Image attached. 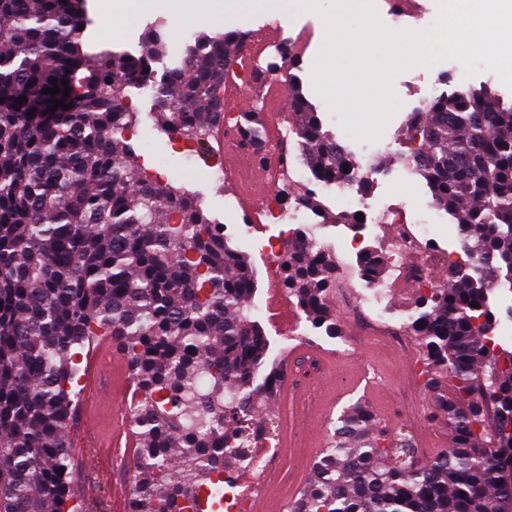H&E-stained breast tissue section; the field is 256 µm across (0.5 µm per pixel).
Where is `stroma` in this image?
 Instances as JSON below:
<instances>
[{
	"mask_svg": "<svg viewBox=\"0 0 512 512\" xmlns=\"http://www.w3.org/2000/svg\"><path fill=\"white\" fill-rule=\"evenodd\" d=\"M165 13L132 11L128 14L129 29L123 38L114 40L112 50L117 54L138 53L146 34L154 28H162L167 40L179 37L171 26L165 25ZM326 29L322 18L314 12H306L293 21L284 23L281 38L298 37L300 63L295 73L307 99L317 108L325 130L332 134L355 155H369L377 170L375 181L365 196L376 209L396 203L405 195L407 188L417 187V207L432 203V195L425 181L411 174L398 161L405 149L409 119L419 109L420 97L429 91L449 89L466 92L473 88L488 87L498 92L505 103H512V89L507 88L499 77L485 71L473 77H465L462 66L455 61H443L431 67L413 66L399 72L393 79V90L400 106L385 125L379 139L355 141L341 127L343 116L329 110L317 95L312 84L314 59L325 40ZM131 109L136 114L134 131L128 142L138 158L149 157L158 162L171 184L190 190L207 217L214 222L234 227L240 212L231 182L216 184L205 179L209 166L219 158L211 147L200 149L194 169H187L183 157L173 143L174 136L167 132L158 116L151 95L129 89ZM328 303L339 327L338 338L314 344L313 350L322 363L315 401H308V384H297L293 365L288 362L277 329L265 325L264 330L271 342L269 360L294 383L288 392L274 391L264 397L263 407L267 414L278 416L279 436L286 439L282 453L288 458H301V469L292 471V489L271 484L264 488L275 512H290V508L306 487L309 468L320 457L331 441L332 424L343 410L358 403L371 415L375 426L385 433L410 426L413 436L426 441L425 449L416 458L426 461L437 452L448 448L451 435L447 423L433 413L430 397L424 386H413L411 373L406 367L405 351L391 350L367 343L363 321L351 318L341 307L337 295H329ZM354 342L355 355H344L338 349L339 340ZM72 460L71 492L82 502L83 512H128L130 493L137 480L133 464L136 446L89 448L80 442V411L72 409L67 426Z\"/></svg>",
	"mask_w": 512,
	"mask_h": 512,
	"instance_id": "1",
	"label": "stroma"
}]
</instances>
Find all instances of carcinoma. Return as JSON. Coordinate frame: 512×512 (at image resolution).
<instances>
[{
	"mask_svg": "<svg viewBox=\"0 0 512 512\" xmlns=\"http://www.w3.org/2000/svg\"><path fill=\"white\" fill-rule=\"evenodd\" d=\"M83 24L87 0H0V512H70L68 385L75 349L94 336L117 338L143 391L129 512H200L205 486L245 461L254 401L282 373L265 369L267 336L242 314L255 290L247 256L193 198L149 180L112 129L132 122L127 89L149 82L167 130L202 141L237 36L197 34L159 75L148 65L168 55L160 31L140 55L93 58ZM55 79L69 81V96L42 93ZM288 87L300 163L324 181L348 179L352 152L323 130L295 79ZM53 98L71 108L49 113ZM416 140L402 159L479 262L448 265L444 285L418 293L409 323L452 448L407 465L357 404L291 512H512V352L487 335L490 286L512 282V105L484 88L442 93L410 125ZM335 275L312 244L289 248L288 293L332 333ZM202 365L237 400L185 427L182 398ZM228 433L241 445L233 457Z\"/></svg>",
	"mask_w": 512,
	"mask_h": 512,
	"instance_id": "carcinoma-1",
	"label": "carcinoma"
}]
</instances>
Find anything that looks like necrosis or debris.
I'll return each mask as SVG.
<instances>
[{
  "instance_id": "obj_1",
  "label": "necrosis or debris",
  "mask_w": 512,
  "mask_h": 512,
  "mask_svg": "<svg viewBox=\"0 0 512 512\" xmlns=\"http://www.w3.org/2000/svg\"><path fill=\"white\" fill-rule=\"evenodd\" d=\"M237 38L241 54L231 66L229 80L241 88L271 83L274 74L266 66L267 52H274L284 64L292 55L288 42L270 41L261 37L256 29L238 30ZM276 148L284 155L282 169L272 174L266 194L253 212L242 215L236 227L237 236L248 239L252 236L254 223L264 225L268 237L266 243L261 245L260 253L270 286L277 288L284 284L288 244L300 236L314 241L319 251L332 258L336 265H346L352 269L357 285L345 293L351 312L358 318L368 320L373 327L385 329V341L390 347L411 349V341L401 335L400 328L411 322L414 312L408 306L400 317H393L389 311L393 286L409 282L415 288L428 290L437 285L431 274L432 268L444 267L451 262L471 265L475 262L474 257L469 256L463 246L447 248L437 241L434 227L442 223L444 216L437 205L418 210L405 201L391 214L375 213L371 205L358 196L359 182L369 173V165L364 157H355L350 179L326 182L309 170L295 167L294 157L300 144L290 132H283ZM300 182L306 183L309 190L324 201H341L357 206L364 216L359 230L348 234L316 221L313 211L293 192L294 185ZM377 232L386 237V245L379 250L378 257L392 273L388 281L377 279L372 273L364 271L359 262L368 249L367 236ZM415 254L420 257L416 263L411 260ZM204 398L223 406L235 400L234 394L217 389L209 370L200 369L183 403L186 423L204 421L205 415L200 408V401ZM278 445L270 426L262 420L255 422L252 452L245 462L246 470L264 473L286 468L287 463Z\"/></svg>"
}]
</instances>
